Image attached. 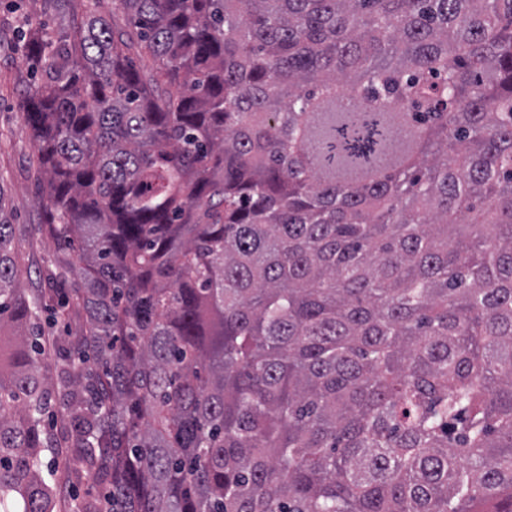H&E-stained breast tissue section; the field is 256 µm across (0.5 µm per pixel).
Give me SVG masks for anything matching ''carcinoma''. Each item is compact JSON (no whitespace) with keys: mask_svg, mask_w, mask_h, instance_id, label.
<instances>
[{"mask_svg":"<svg viewBox=\"0 0 512 512\" xmlns=\"http://www.w3.org/2000/svg\"><path fill=\"white\" fill-rule=\"evenodd\" d=\"M42 9L66 256L25 294L0 185V512H512V0ZM96 494L97 489L89 478H84L81 482L74 484H61L60 487H58L59 510L61 512H67L74 499H86Z\"/></svg>","mask_w":512,"mask_h":512,"instance_id":"carcinoma-1","label":"carcinoma"}]
</instances>
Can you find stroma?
<instances>
[{
	"label": "stroma",
	"instance_id": "35a3bbf8",
	"mask_svg": "<svg viewBox=\"0 0 512 512\" xmlns=\"http://www.w3.org/2000/svg\"><path fill=\"white\" fill-rule=\"evenodd\" d=\"M43 18L41 0H0V186L5 189L9 220L16 226L19 265L32 273L35 287L40 284L38 271L63 256L42 228L45 215L37 203L30 128L19 107L25 90L19 76L27 65L17 49V35Z\"/></svg>",
	"mask_w": 512,
	"mask_h": 512
}]
</instances>
